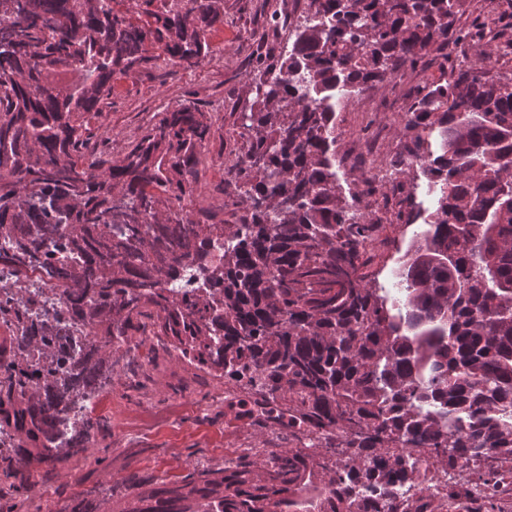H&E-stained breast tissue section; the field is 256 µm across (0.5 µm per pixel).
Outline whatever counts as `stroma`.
<instances>
[{
	"label": "stroma",
	"mask_w": 512,
	"mask_h": 512,
	"mask_svg": "<svg viewBox=\"0 0 512 512\" xmlns=\"http://www.w3.org/2000/svg\"><path fill=\"white\" fill-rule=\"evenodd\" d=\"M276 12L291 13L294 22H301L307 0H224V24L207 32L210 53L202 64L179 67L154 59L132 75L116 77L101 116L91 121L89 152L121 159L161 112L192 102L216 119L215 135L200 156L201 191L194 205L220 211L224 169L244 145L241 114L254 99L256 58L276 61L292 44L287 28L270 26ZM488 14L501 15L503 21L486 31V42L494 46L512 38V0H458L455 24L465 27L474 17ZM471 53L470 45L449 42L447 56L429 52L416 66L402 67L395 79L343 99L336 112L337 159L351 158L355 174L371 161H388L405 141L402 119L419 88ZM371 127L384 132L372 156L364 151L365 132ZM400 207L397 198L372 206L385 224L368 271L384 285L412 244L413 226L392 221ZM96 414L109 424L106 461L96 466L80 457L72 459L66 479L52 481L45 490L32 489L27 512H56L71 494L106 488L132 472L174 480L197 463L223 464L225 452L236 448L283 445L277 434H257L255 427L225 409L223 384L164 354L157 363H144L137 372L114 379L111 391L99 398Z\"/></svg>",
	"instance_id": "obj_1"
}]
</instances>
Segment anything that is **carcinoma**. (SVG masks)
Listing matches in <instances>:
<instances>
[{"label":"carcinoma","instance_id":"cac0c4a2","mask_svg":"<svg viewBox=\"0 0 512 512\" xmlns=\"http://www.w3.org/2000/svg\"><path fill=\"white\" fill-rule=\"evenodd\" d=\"M222 0H163L137 25L112 0H0V260L37 266L94 333L71 361L57 330L28 350L0 335V478L23 512L35 476L76 456L105 461L110 445L69 424L74 393L112 390L125 355L111 341L142 333L221 382H242L228 408L264 406L263 427L288 447L196 465L179 481L131 474L62 512H400L398 479L416 456L448 464L512 456V82L489 79L487 19L455 28L457 0H309L288 56L257 57L242 113L247 148L225 168L226 224L189 208L209 113L180 103L121 159L83 152L112 95V76L148 60L197 66ZM473 59L419 90L392 175L421 160L423 199L408 192L403 224L423 221L395 271L396 294L372 285L361 209L370 190H344L333 149L336 107L393 78L448 35ZM224 241L210 260L203 247ZM352 448L348 466L335 449ZM363 475L381 489L366 510Z\"/></svg>","mask_w":512,"mask_h":512}]
</instances>
